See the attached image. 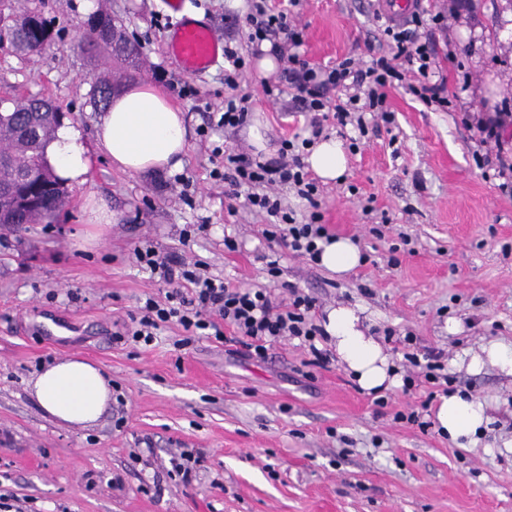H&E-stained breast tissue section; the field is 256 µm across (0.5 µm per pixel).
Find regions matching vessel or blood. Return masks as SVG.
Here are the masks:
<instances>
[{
	"instance_id": "b4317fda",
	"label": "vessel or blood",
	"mask_w": 512,
	"mask_h": 512,
	"mask_svg": "<svg viewBox=\"0 0 512 512\" xmlns=\"http://www.w3.org/2000/svg\"><path fill=\"white\" fill-rule=\"evenodd\" d=\"M176 25L169 34L166 48L177 65L187 74L199 75L224 56V43L208 24L185 17V0H165Z\"/></svg>"
}]
</instances>
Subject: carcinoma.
Instances as JSON below:
<instances>
[{"mask_svg":"<svg viewBox=\"0 0 512 512\" xmlns=\"http://www.w3.org/2000/svg\"><path fill=\"white\" fill-rule=\"evenodd\" d=\"M119 23L112 12L95 10L83 22L78 47L91 55H108L116 76L133 79L144 55L137 41L128 40L120 49L114 47V30ZM53 40L51 21L39 14L29 24L14 29L10 46L16 54L27 56L40 52L44 43ZM111 100L112 94L103 97L98 85L91 84L89 101L94 111H106ZM13 103L14 108L0 110V224H39L43 215L54 210L58 195L64 192L63 183L45 155V147L61 125L59 109L44 98L21 97L13 99ZM38 167L48 172V179L30 196L29 208H15L14 194L26 185L22 178Z\"/></svg>","mask_w":512,"mask_h":512,"instance_id":"1","label":"carcinoma"}]
</instances>
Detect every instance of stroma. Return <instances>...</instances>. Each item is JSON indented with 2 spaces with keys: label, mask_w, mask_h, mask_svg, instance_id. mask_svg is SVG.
<instances>
[{
  "label": "stroma",
  "mask_w": 512,
  "mask_h": 512,
  "mask_svg": "<svg viewBox=\"0 0 512 512\" xmlns=\"http://www.w3.org/2000/svg\"><path fill=\"white\" fill-rule=\"evenodd\" d=\"M102 2L143 46L141 81L185 114L179 169L132 175L97 144L101 115L87 93L112 64L83 54L76 31ZM10 3L51 18L57 37L26 57L0 47V98L43 96L60 106L81 132L89 173L68 185L70 205L55 223L0 224V501L21 499L25 512H512V376L458 363L462 350L512 342V194L477 167L483 148L472 123L512 109V0H429L448 14L436 44L457 95L453 111L400 86L389 92L391 125L362 138L325 122L324 137L347 146V170L319 184V212L364 256L342 278L288 252L281 275L268 276L265 215L227 212L211 151L248 146L249 128H210L224 105V66L179 71L166 52L173 21L164 0ZM186 10L221 36L227 18L247 7L186 0ZM295 21L314 67L384 47L371 0H299ZM264 81L252 66L241 88L274 152L307 119L289 96L267 97ZM95 202L112 223L89 222ZM187 224L207 230L185 243ZM228 237L238 251L225 248ZM142 243L182 253L234 286H266L283 298L299 288L319 317L339 304L364 308L401 385L363 392L337 359L310 365L295 339L274 344L263 361L202 337L179 346L183 332L173 324L146 345L114 342L146 296L164 297L129 259ZM432 349L444 358L430 380L405 355ZM71 356L101 367L117 398L86 428L45 416L27 387L41 367ZM455 390L489 406L492 429L476 447H456L434 423ZM414 411L422 425L405 421ZM178 448L199 452L188 485L166 473Z\"/></svg>",
  "instance_id": "35a3bbf8"
}]
</instances>
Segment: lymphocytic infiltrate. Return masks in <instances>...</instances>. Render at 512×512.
Segmentation results:
<instances>
[{"mask_svg":"<svg viewBox=\"0 0 512 512\" xmlns=\"http://www.w3.org/2000/svg\"><path fill=\"white\" fill-rule=\"evenodd\" d=\"M299 0H249V10L242 25L238 43H225L224 86L230 91L224 99V111L218 124L233 131L248 117L246 96L240 95L243 69L247 58L260 56L270 49L280 64L279 83L265 86L266 94L287 91L295 111L310 113L309 137L285 139L275 157L260 161L250 150L225 151L224 171L219 179L224 184V200L228 212L238 204L254 208L272 218L274 235L296 255L316 260L323 240L329 239L326 225L317 212V185L309 178L303 161L304 151L323 131V122L335 118L340 125H355L366 133L365 113H372L385 124H392L389 109V88L404 82L406 73L418 74L410 85L411 94L419 101L445 108L451 102L446 76L436 75V41L434 32L444 29L446 15H426L415 8L401 23L384 26L388 42L384 52L372 54L370 60L346 58L336 65L315 68L301 52L304 46L302 29L291 21ZM511 112H499L479 120V141L487 151L477 159L480 167L512 172V144L503 137ZM295 190L312 210L308 222H296L293 214L284 211L274 194L275 189ZM133 261L158 277L167 287L164 301L147 298L137 315L131 316L123 330L114 332V341L132 338L151 342L161 324L173 321L187 336H203L237 347L239 354L257 360L265 359L270 344L293 337L311 344L312 363L324 366L325 352L316 348L321 325L314 322L312 297L291 289L289 299L282 300L266 288H238L222 278L202 271L199 264L183 256L163 252L151 245L132 250Z\"/></svg>","mask_w":512,"mask_h":512,"instance_id":"1","label":"lymphocytic infiltrate"}]
</instances>
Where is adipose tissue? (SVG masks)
Instances as JSON below:
<instances>
[{
    "label": "adipose tissue",
    "mask_w": 512,
    "mask_h": 512,
    "mask_svg": "<svg viewBox=\"0 0 512 512\" xmlns=\"http://www.w3.org/2000/svg\"><path fill=\"white\" fill-rule=\"evenodd\" d=\"M97 141L122 171L174 170L181 167L187 146L184 116L160 89L130 84L113 97ZM46 153L63 181H85L88 160L80 132L70 123H62ZM306 162L323 181H336L346 171L342 142L333 137L320 141ZM362 315L361 307L340 304L327 310L323 327L338 361L358 386L378 393L399 385L401 379ZM28 389L47 416L81 427L97 423L112 400L111 384L101 370L76 357L44 366L29 380ZM436 421L457 447L468 448L486 436L491 417L484 401L458 390L442 399Z\"/></svg>",
    "instance_id": "adipose-tissue-1"
}]
</instances>
